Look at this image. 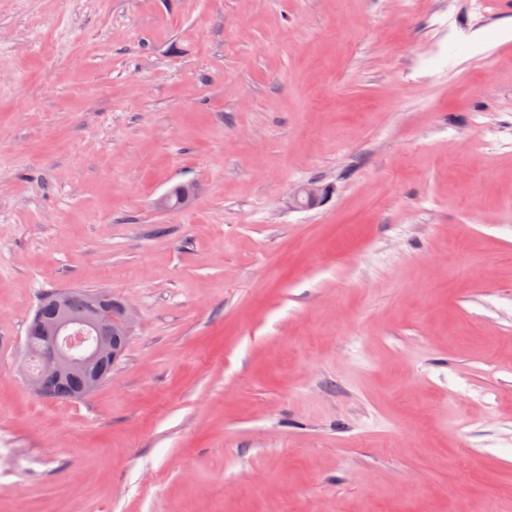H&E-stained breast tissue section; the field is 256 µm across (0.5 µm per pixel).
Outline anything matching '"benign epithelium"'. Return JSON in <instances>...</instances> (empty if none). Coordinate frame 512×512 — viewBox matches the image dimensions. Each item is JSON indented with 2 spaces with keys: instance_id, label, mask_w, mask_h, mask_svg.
I'll return each instance as SVG.
<instances>
[{
  "instance_id": "1",
  "label": "benign epithelium",
  "mask_w": 512,
  "mask_h": 512,
  "mask_svg": "<svg viewBox=\"0 0 512 512\" xmlns=\"http://www.w3.org/2000/svg\"><path fill=\"white\" fill-rule=\"evenodd\" d=\"M327 188L315 181L301 185L293 194L297 207H312L325 198ZM56 331L43 337L44 347L39 355L38 368H32V339L39 328L40 312H35L24 340V357L19 371L38 396L51 399L50 381L71 376L83 377L77 398H84L99 386L104 372L103 361L117 362L123 353L122 339L132 330L136 315L132 307L114 301L108 295H93L80 311L69 306L68 293L55 296Z\"/></svg>"
}]
</instances>
